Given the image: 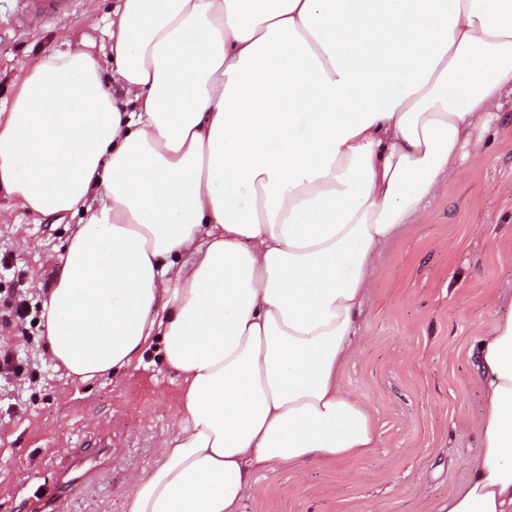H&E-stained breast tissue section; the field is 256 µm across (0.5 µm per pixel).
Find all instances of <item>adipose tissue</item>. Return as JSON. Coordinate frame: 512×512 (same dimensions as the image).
Masks as SVG:
<instances>
[{
	"mask_svg": "<svg viewBox=\"0 0 512 512\" xmlns=\"http://www.w3.org/2000/svg\"><path fill=\"white\" fill-rule=\"evenodd\" d=\"M116 97L53 52L0 105V197L82 214L43 303L81 381L151 345L182 420L123 512H239L270 464L378 441L342 383L373 252L512 88V0H121ZM480 452L447 512H512V305L469 350Z\"/></svg>",
	"mask_w": 512,
	"mask_h": 512,
	"instance_id": "obj_1",
	"label": "adipose tissue"
}]
</instances>
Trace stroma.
Masks as SVG:
<instances>
[{
  "mask_svg": "<svg viewBox=\"0 0 512 512\" xmlns=\"http://www.w3.org/2000/svg\"><path fill=\"white\" fill-rule=\"evenodd\" d=\"M119 0H71L63 15L18 24V0H0V100L49 52L100 49ZM479 148H466L451 179L434 187L423 219L402 225L375 256V287L346 385L376 411L380 438L364 457L261 472L241 512H442L479 451L473 421L482 389L467 350L512 297V90L504 89ZM78 217L43 216L0 199V350L29 357L27 410L0 420V512H33L60 478L90 468L56 512H123L179 424L180 380L148 350L139 366L91 382L68 377L47 351L42 305L64 275ZM26 293L24 322L10 314Z\"/></svg>",
  "mask_w": 512,
  "mask_h": 512,
  "instance_id": "obj_1",
  "label": "stroma"
}]
</instances>
